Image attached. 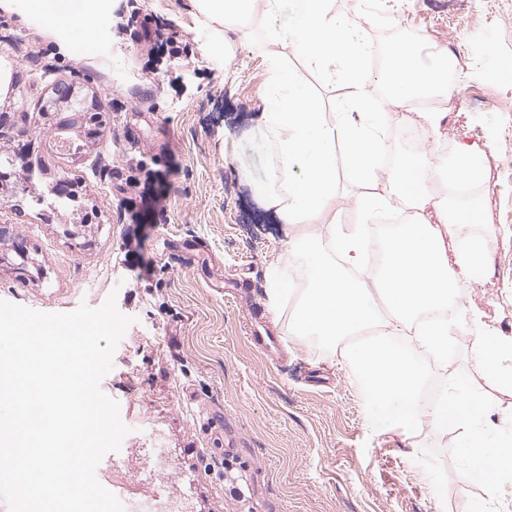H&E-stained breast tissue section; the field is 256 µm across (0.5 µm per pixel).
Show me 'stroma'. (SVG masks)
Listing matches in <instances>:
<instances>
[{
    "mask_svg": "<svg viewBox=\"0 0 512 512\" xmlns=\"http://www.w3.org/2000/svg\"><path fill=\"white\" fill-rule=\"evenodd\" d=\"M170 25L187 55L157 61L118 33L133 10ZM93 46L82 31L60 30L0 6V153L32 141L48 177L0 185V300L42 312L96 308L115 295L133 322L101 381L129 427L114 460L126 477L185 497L195 512H512V478L496 499L466 477L460 449L467 429L436 431L428 420L409 434L373 430L367 398L346 359L345 341L328 347L288 331L295 300L272 307L269 267L288 259L273 211L253 194L273 181V148L252 116L268 90L267 57L306 83L326 117L341 112V77H325L271 42L262 12L225 29L223 43L192 0H104ZM363 36L373 51L412 42L457 61L460 101L438 135L418 147L388 136L397 160L430 155L439 136L485 158L486 208L477 228L492 238L488 271L466 282L458 309L486 314L488 335L512 338V159L503 138L512 112L484 107L512 100V0H407L395 22L372 16ZM92 98L108 124L80 153L62 152L45 130L43 99L57 84ZM76 181L85 207L41 209L32 199L48 178ZM363 189L339 172L336 198L321 221L361 222ZM41 273L19 276L16 246ZM449 376L465 381L498 417L512 395L474 365L470 333L449 322ZM263 328L279 354L255 349ZM166 453L167 470L151 460Z\"/></svg>",
    "mask_w": 512,
    "mask_h": 512,
    "instance_id": "stroma-1",
    "label": "stroma"
}]
</instances>
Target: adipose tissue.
<instances>
[{
	"label": "adipose tissue",
	"instance_id": "adipose-tissue-1",
	"mask_svg": "<svg viewBox=\"0 0 512 512\" xmlns=\"http://www.w3.org/2000/svg\"><path fill=\"white\" fill-rule=\"evenodd\" d=\"M28 15L53 26L80 22L85 37H93L99 15L97 0H18ZM216 38L244 18L253 0H195ZM269 36L288 46L323 73H342L350 88L344 110L326 119L309 89L287 74L279 55L267 59L269 88L256 114L275 149L277 189L263 196L285 226L290 259L267 272L270 301L287 300L293 279L304 276L303 289L289 333L314 337L326 345L355 335L373 322L383 331L374 340L356 343L349 356L357 381L368 397V420L380 433L407 430L428 418L440 432L455 425L470 429L462 446L469 478L495 492L504 473L505 454L493 438L501 422L487 415L484 403L466 383L448 381L434 404L423 399L432 372L448 371V327L439 322L419 325L418 347L433 359L416 360L396 339L405 335L420 313L453 305L462 281L485 272L491 242L473 229L483 208L479 194L486 181L483 160L470 145L455 149L456 168L439 156L404 161L378 177L376 165L389 151L388 107H401L414 92L441 84L442 69H423L413 45L395 47L389 74V93L377 99L366 69L369 48L360 26L336 14L330 0H264ZM346 148L350 177L359 184L381 182L376 193L356 198L364 221L346 233L326 225L321 233L307 232L336 196V147ZM413 204L410 223L399 225L389 238L385 272L375 283L355 276L371 241L367 226L383 210ZM385 297L388 314L379 317L373 301ZM485 314L465 313L463 326L473 332L471 357L478 368L501 389L512 392V339L488 335Z\"/></svg>",
	"mask_w": 512,
	"mask_h": 512
}]
</instances>
